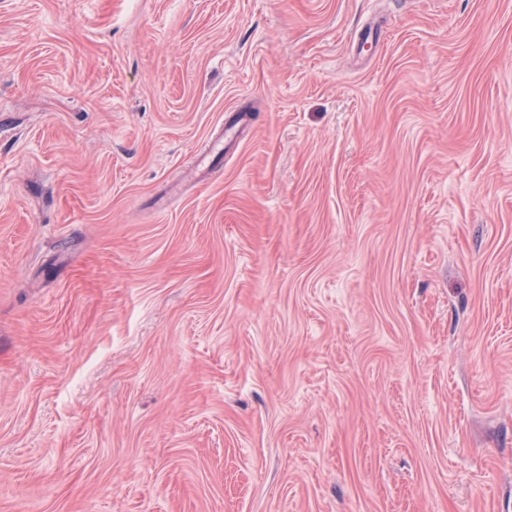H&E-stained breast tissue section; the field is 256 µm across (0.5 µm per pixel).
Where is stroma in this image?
I'll list each match as a JSON object with an SVG mask.
<instances>
[{"label": "stroma", "mask_w": 512, "mask_h": 512, "mask_svg": "<svg viewBox=\"0 0 512 512\" xmlns=\"http://www.w3.org/2000/svg\"><path fill=\"white\" fill-rule=\"evenodd\" d=\"M0 512H512V0H0Z\"/></svg>", "instance_id": "stroma-1"}]
</instances>
